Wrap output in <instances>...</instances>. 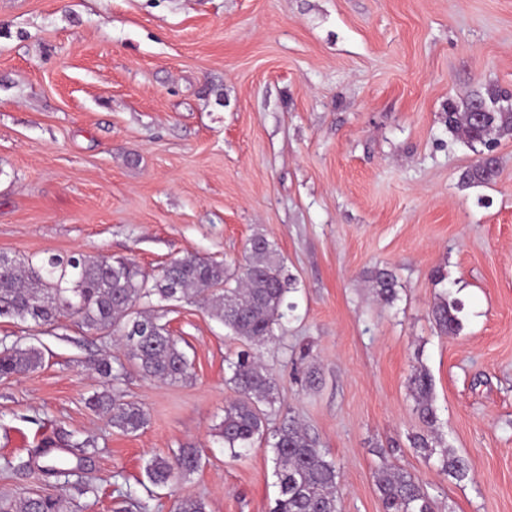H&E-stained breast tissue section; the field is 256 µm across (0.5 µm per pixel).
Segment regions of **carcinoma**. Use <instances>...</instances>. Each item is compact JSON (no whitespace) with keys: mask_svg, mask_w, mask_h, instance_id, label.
Wrapping results in <instances>:
<instances>
[{"mask_svg":"<svg viewBox=\"0 0 512 512\" xmlns=\"http://www.w3.org/2000/svg\"><path fill=\"white\" fill-rule=\"evenodd\" d=\"M488 86L460 102L448 105V132L473 152L477 159L460 176L465 187L487 185L497 176V160L492 154L496 137L512 135V104ZM6 268L0 269V318L36 325H51L64 313L77 318L81 327L98 335L115 336L125 356L146 378L178 384L192 377V366L168 323L164 322L173 302L197 303L231 334L255 346L275 336L285 311L295 305L288 294L295 279L285 273V259L275 245L262 235L254 236L243 262L229 267L196 255L172 260L152 277L129 259L107 262L97 255H51L38 262L4 254ZM378 295L388 303L396 299V279L388 269L373 277ZM463 303L448 296L436 302L431 315L441 335H457L463 328ZM42 364V353L34 346L0 344V378L34 371ZM92 370L104 378L118 380L125 369L115 357L97 358ZM231 371L227 383L238 398L224 406L220 437L231 457H243L257 440L269 442L274 473L279 488L270 512H341L339 473L326 459L316 441L291 413L282 412L277 383L267 368L251 352L243 350L228 360ZM407 388L422 431L408 437L412 448L430 458L438 455L442 471L462 480L468 462L443 445L437 434L438 409L434 405L431 374L421 367L409 376ZM90 405L111 414L112 426L135 433L147 424L143 407L125 399L120 388L94 395ZM281 415L269 426L270 416ZM86 442H75L80 452L76 462L53 456L46 448L34 450L41 459L37 471L46 478L66 477L54 485L55 493L29 497L20 503L0 499V512H70L67 487L84 495L94 489L83 482L81 472ZM196 448H180L169 458L155 457L146 465L149 482L170 487L200 467ZM376 488L383 512H436L437 506L419 480L396 466L376 473ZM174 512H206L197 498L178 499Z\"/></svg>","mask_w":512,"mask_h":512,"instance_id":"1","label":"carcinoma"}]
</instances>
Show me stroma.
<instances>
[{
  "instance_id": "35a3bbf8",
  "label": "stroma",
  "mask_w": 512,
  "mask_h": 512,
  "mask_svg": "<svg viewBox=\"0 0 512 512\" xmlns=\"http://www.w3.org/2000/svg\"><path fill=\"white\" fill-rule=\"evenodd\" d=\"M490 85L512 95V0H0V253L155 274L186 255L241 261L264 235L297 288L259 354L339 471L342 512H382L384 460L438 512H512V136L494 149L497 178L465 187L475 155L445 124L449 102ZM379 268L397 278L393 302L373 288ZM447 290L465 304L455 336L431 317ZM168 320L194 376L162 384L128 367L121 388L148 422L126 434L88 404L112 387L88 366L112 338L68 317L0 319V339L43 354L0 379V458L15 463L0 495L48 491L26 466L41 440L60 456L85 440L99 492L73 512H135L133 497L150 512L180 497L269 512L270 448L236 460L219 436L241 342L195 304ZM420 366L464 480L409 445ZM181 447L199 469L154 487L147 462Z\"/></svg>"
}]
</instances>
